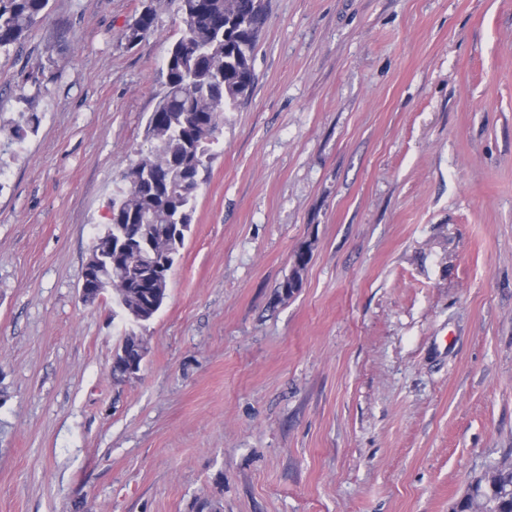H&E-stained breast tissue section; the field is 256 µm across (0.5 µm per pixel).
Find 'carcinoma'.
I'll return each instance as SVG.
<instances>
[{"label":"carcinoma","mask_w":512,"mask_h":512,"mask_svg":"<svg viewBox=\"0 0 512 512\" xmlns=\"http://www.w3.org/2000/svg\"><path fill=\"white\" fill-rule=\"evenodd\" d=\"M190 31L181 33L166 62L165 91L145 134L151 147L124 175L128 187L110 205V225L92 254L112 241L103 265L107 289L127 318L152 319L167 297L168 273L191 229L200 175L224 112L247 96L252 62L265 19L264 0H180ZM49 0H0V53L21 44ZM156 8L148 0L124 37L136 44L154 31ZM310 255L295 256L285 295L299 286ZM455 512H512V465L491 467L476 478Z\"/></svg>","instance_id":"1"}]
</instances>
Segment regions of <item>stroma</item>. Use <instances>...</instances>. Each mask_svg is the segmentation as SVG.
I'll return each mask as SVG.
<instances>
[{
  "instance_id": "1",
  "label": "stroma",
  "mask_w": 512,
  "mask_h": 512,
  "mask_svg": "<svg viewBox=\"0 0 512 512\" xmlns=\"http://www.w3.org/2000/svg\"><path fill=\"white\" fill-rule=\"evenodd\" d=\"M144 4L0 54V512H453L512 461V0H268L135 326L80 288L183 27ZM156 22V8L153 0L148 1L139 16L129 24L125 30L124 37L129 44H136L154 31Z\"/></svg>"
}]
</instances>
